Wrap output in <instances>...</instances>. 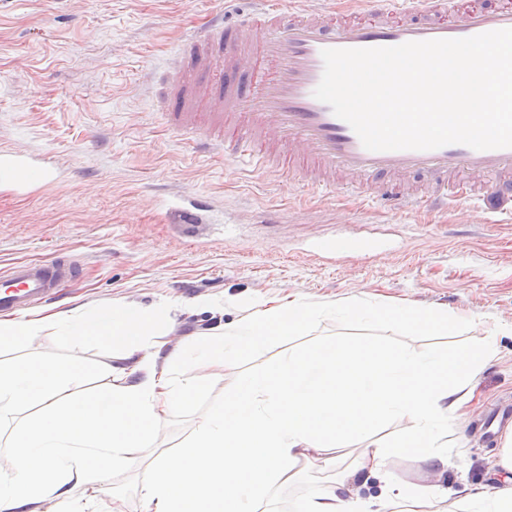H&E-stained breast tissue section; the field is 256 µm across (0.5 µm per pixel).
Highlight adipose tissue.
<instances>
[{
	"label": "adipose tissue",
	"mask_w": 512,
	"mask_h": 512,
	"mask_svg": "<svg viewBox=\"0 0 512 512\" xmlns=\"http://www.w3.org/2000/svg\"><path fill=\"white\" fill-rule=\"evenodd\" d=\"M319 314L298 300L265 302L192 349L167 354L150 344L157 329L177 321L167 304L117 300L75 323L61 312L0 319L1 348L33 342L59 325L69 337L95 340L110 353L94 369L104 385L90 395L79 389L94 370L81 361L44 356L0 363V422L13 424L9 468L0 473V512H38L48 500L66 504L74 488H104L126 449L154 443L171 416L208 392L209 373L223 367L225 350L240 356L304 332ZM373 316L414 334L447 320L410 307L378 308ZM494 353L488 336L450 358L333 340L291 353L234 379L192 438L150 463L141 510L244 512V503H258L269 485L290 482L302 459L355 438L366 444L353 471L382 472L388 449L370 436L390 416L406 423L395 441L398 452L438 460L435 429L462 421L471 380ZM32 402L41 404L40 414L17 419Z\"/></svg>",
	"instance_id": "ef3b65f1"
}]
</instances>
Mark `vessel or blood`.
Returning <instances> with one entry per match:
<instances>
[{"mask_svg":"<svg viewBox=\"0 0 512 512\" xmlns=\"http://www.w3.org/2000/svg\"><path fill=\"white\" fill-rule=\"evenodd\" d=\"M249 16L228 25L213 15L191 38L175 63L169 83L168 116L175 132L196 138L203 150L230 148L234 161L248 160L267 173L289 167L318 170L306 180L314 191H345V172L371 182L370 198L387 208L428 200L450 203L475 196L489 215L512 213V148L478 151L461 144L434 150L370 151L313 91L323 73L326 48H375L409 41L469 37L512 28V0H360L361 6L331 21L326 11L288 15L254 0ZM262 53L278 65L275 80L263 83L249 73V59ZM209 105L212 124L201 125L192 111L194 94ZM429 178L430 194L397 187L393 175ZM41 166L12 155L0 177L42 180ZM359 237L324 240L320 253L362 251ZM82 263L58 251L40 260L17 261L0 269V313L10 316L57 295L79 277Z\"/></svg>","mask_w":512,"mask_h":512,"instance_id":"obj_1","label":"vessel or blood"}]
</instances>
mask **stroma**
Listing matches in <instances>:
<instances>
[{"mask_svg":"<svg viewBox=\"0 0 512 512\" xmlns=\"http://www.w3.org/2000/svg\"><path fill=\"white\" fill-rule=\"evenodd\" d=\"M224 0H0V151L46 167L45 183L0 182V264L43 259L65 249L84 259L80 282L45 311L80 316L115 300L192 306L186 320L155 333L167 352L217 325L235 323L255 301L293 298L321 308L303 334L270 341L212 375L210 394L174 414L157 442L129 449L103 490L74 489L84 512H141L148 462L177 451L238 376L276 364L289 351L326 339L370 341L421 356L453 355L483 330L496 354L477 378L474 417L512 400V216L489 217L474 202L449 211L394 214L313 192L301 175L254 178L249 163L199 151L168 128L165 77L178 45ZM211 208L198 224L175 213L195 198ZM358 233L359 254L315 257L323 239ZM384 306L447 314L445 331L413 335L371 316ZM52 355L103 361L100 345L49 328L33 343L0 349V361ZM448 456L440 466L391 456L384 472L336 484L341 465L317 464L269 489L259 512H298L335 486L376 512L385 489L426 487L441 512L492 491L504 438L476 425L435 430Z\"/></svg>","mask_w":512,"mask_h":512,"instance_id":"obj_1","label":"stroma"}]
</instances>
